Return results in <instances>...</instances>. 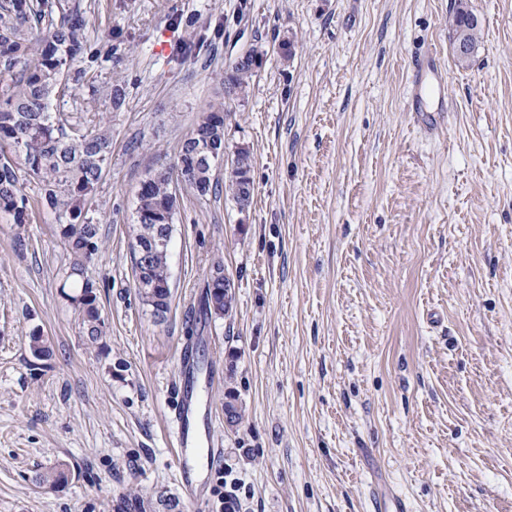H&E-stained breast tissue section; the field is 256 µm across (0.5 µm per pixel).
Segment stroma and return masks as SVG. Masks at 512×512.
I'll use <instances>...</instances> for the list:
<instances>
[{
	"label": "stroma",
	"mask_w": 512,
	"mask_h": 512,
	"mask_svg": "<svg viewBox=\"0 0 512 512\" xmlns=\"http://www.w3.org/2000/svg\"><path fill=\"white\" fill-rule=\"evenodd\" d=\"M454 3L64 0L112 53L76 59L87 85L58 105L112 139L86 270L104 326L89 342L62 292L54 215H0V512H221L225 480L240 512H379L392 497L409 512H512V0H468L482 35L466 68ZM252 49L266 56L247 94L225 99V66ZM430 50L449 110L427 132L411 104ZM219 104L227 153L250 152L252 199L180 190L158 323L130 262L136 194ZM218 267L234 305L211 318ZM36 326L53 350L37 369ZM186 348L212 413L191 457L196 502L169 423ZM59 463L67 484L36 483Z\"/></svg>",
	"instance_id": "1"
}]
</instances>
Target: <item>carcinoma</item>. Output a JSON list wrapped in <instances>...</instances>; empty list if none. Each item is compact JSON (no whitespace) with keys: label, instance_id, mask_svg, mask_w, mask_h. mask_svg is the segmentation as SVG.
<instances>
[{"label":"carcinoma","instance_id":"obj_1","mask_svg":"<svg viewBox=\"0 0 512 512\" xmlns=\"http://www.w3.org/2000/svg\"><path fill=\"white\" fill-rule=\"evenodd\" d=\"M86 20L54 0H0V214L14 224L29 223V196L25 185H36V201L57 220H66L62 240L69 254L66 281L75 294L68 298L78 308L83 332L95 342L104 321L95 287L85 271L102 247L99 224L89 215V202L110 160L111 136L81 122L71 123L54 115L53 101L62 84L80 82L82 71L71 72L73 62L83 54L95 63L98 52L88 51ZM452 36H463L471 48L480 38V23L467 0H458L449 20ZM224 143V107L204 113L193 135L180 145L176 171L200 197L214 192L213 171L220 158L199 160L206 137ZM252 180L251 169L230 174L224 194L238 200V187ZM171 172L156 171L136 197L133 240L153 236L159 224H174L177 198L170 191ZM134 275L148 284L138 289L144 305L160 322L171 304L169 246L153 250L149 263L132 266ZM233 293L206 295L204 309L216 317L229 316ZM31 357L45 361L52 357L43 331L34 327L29 334ZM40 485L57 486L68 481V470L50 467L35 477Z\"/></svg>","mask_w":512,"mask_h":512}]
</instances>
